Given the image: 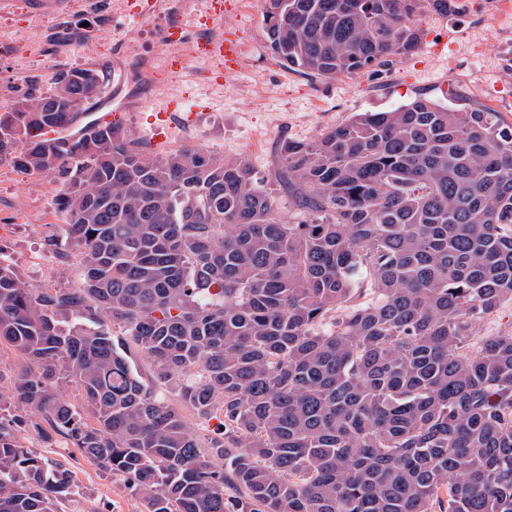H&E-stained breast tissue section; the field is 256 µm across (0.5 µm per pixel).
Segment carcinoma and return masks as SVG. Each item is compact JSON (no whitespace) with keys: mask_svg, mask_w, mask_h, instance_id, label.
<instances>
[{"mask_svg":"<svg viewBox=\"0 0 512 512\" xmlns=\"http://www.w3.org/2000/svg\"><path fill=\"white\" fill-rule=\"evenodd\" d=\"M428 9L461 6L268 0L267 39L289 70L358 74L416 54ZM104 80L59 70L0 113V161L59 183L81 277L34 288L0 258V343L25 361L0 391V512H63L77 488L19 443L18 408L147 512H512V333L481 335L512 301L500 113L416 97L283 140L291 224L245 157L157 153L112 124L45 138Z\"/></svg>","mask_w":512,"mask_h":512,"instance_id":"obj_1","label":"carcinoma"}]
</instances>
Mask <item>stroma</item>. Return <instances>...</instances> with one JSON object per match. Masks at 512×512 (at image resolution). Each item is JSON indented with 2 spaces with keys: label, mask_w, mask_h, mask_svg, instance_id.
<instances>
[{
  "label": "stroma",
  "mask_w": 512,
  "mask_h": 512,
  "mask_svg": "<svg viewBox=\"0 0 512 512\" xmlns=\"http://www.w3.org/2000/svg\"><path fill=\"white\" fill-rule=\"evenodd\" d=\"M217 30L242 46L240 68L228 79H202L219 62L189 61L183 71L167 69L155 52L160 28L179 17L188 35H197L196 0H163L148 17H138L129 0H74L62 15L0 8V112L24 93H45L54 71L97 68L101 58L119 63L122 86L111 110L123 126L148 143L150 113L171 110L168 150L203 146L228 157H247L266 180L278 166L277 148L286 138L309 139L344 123L357 112L393 110L418 96L441 102L449 92L500 112L512 126V0H459L464 12L443 17L425 12L418 52L390 68L356 76L320 79L284 68L271 53L265 31L267 0H223ZM139 61L131 77L129 64ZM192 122H184L185 114ZM57 182L29 176L0 162V249L18 275L36 288L81 285L76 257L33 274L28 259L52 255L64 217L54 205ZM20 434L24 446L69 464L79 492L66 500L67 512H144L121 478L100 470L64 439L46 446L33 429Z\"/></svg>",
  "instance_id": "obj_1"
}]
</instances>
